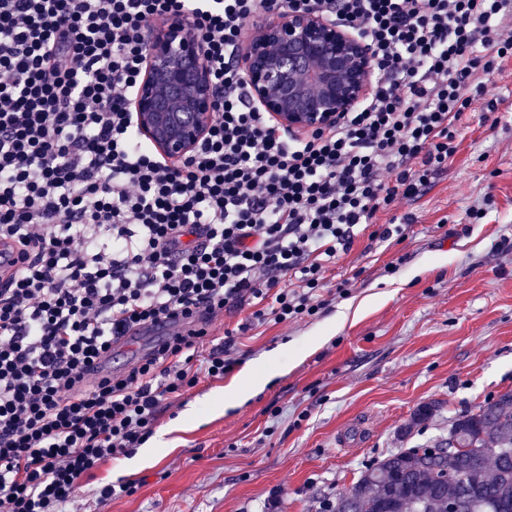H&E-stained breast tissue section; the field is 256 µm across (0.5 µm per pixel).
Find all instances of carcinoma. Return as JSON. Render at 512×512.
I'll use <instances>...</instances> for the list:
<instances>
[{
    "label": "carcinoma",
    "instance_id": "cac0c4a2",
    "mask_svg": "<svg viewBox=\"0 0 512 512\" xmlns=\"http://www.w3.org/2000/svg\"><path fill=\"white\" fill-rule=\"evenodd\" d=\"M448 437L458 446L445 454L406 448L366 467L331 512H448L450 498L512 512V392L454 418Z\"/></svg>",
    "mask_w": 512,
    "mask_h": 512
}]
</instances>
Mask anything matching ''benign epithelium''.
Wrapping results in <instances>:
<instances>
[{
  "instance_id": "7a95c632",
  "label": "benign epithelium",
  "mask_w": 512,
  "mask_h": 512,
  "mask_svg": "<svg viewBox=\"0 0 512 512\" xmlns=\"http://www.w3.org/2000/svg\"><path fill=\"white\" fill-rule=\"evenodd\" d=\"M238 63L252 102L290 132H311L351 111L375 71L366 44L316 10L248 26ZM216 94L201 41L185 18L151 26L132 102L142 136L173 159L193 152L214 120Z\"/></svg>"
}]
</instances>
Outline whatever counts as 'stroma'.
Wrapping results in <instances>:
<instances>
[{
	"label": "stroma",
	"instance_id": "35a3bbf8",
	"mask_svg": "<svg viewBox=\"0 0 512 512\" xmlns=\"http://www.w3.org/2000/svg\"><path fill=\"white\" fill-rule=\"evenodd\" d=\"M486 94L496 119L469 114L448 170L396 204L416 218L402 241L357 237L326 272L328 288L349 280L347 296L238 334L230 373L170 396L156 424L167 446L106 461L65 512H322L379 458L447 436L457 414L512 391V79ZM272 356L281 373L249 398L207 404ZM423 404L432 416L409 427ZM121 479L137 492L98 501Z\"/></svg>",
	"mask_w": 512,
	"mask_h": 512
}]
</instances>
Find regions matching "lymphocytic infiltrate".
Instances as JSON below:
<instances>
[{"instance_id": "lymphocytic-infiltrate-1", "label": "lymphocytic infiltrate", "mask_w": 512, "mask_h": 512, "mask_svg": "<svg viewBox=\"0 0 512 512\" xmlns=\"http://www.w3.org/2000/svg\"><path fill=\"white\" fill-rule=\"evenodd\" d=\"M313 6L367 43L376 80L288 134L236 57L251 19ZM181 17L217 111L169 163L131 97L150 23ZM510 62L512 0H0V237L25 259L0 283V512H60L148 441L167 396L229 373L233 332L197 357L225 309L250 308L243 332L325 309L328 265L359 227L385 242L414 223L395 203L447 170L467 113L497 112L485 84ZM162 320L167 339L112 373L114 346Z\"/></svg>"}]
</instances>
